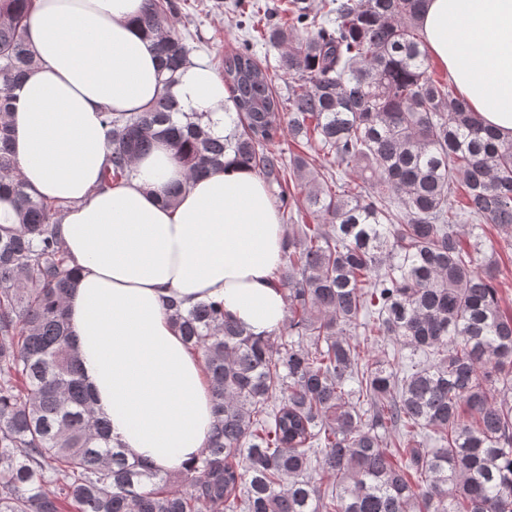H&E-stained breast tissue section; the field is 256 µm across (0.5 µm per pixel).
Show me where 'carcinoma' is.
<instances>
[{"label": "carcinoma", "mask_w": 512, "mask_h": 512, "mask_svg": "<svg viewBox=\"0 0 512 512\" xmlns=\"http://www.w3.org/2000/svg\"><path fill=\"white\" fill-rule=\"evenodd\" d=\"M36 0H0V512H512V311L486 224L512 238V141L429 73L427 0H292L264 25L288 96L249 47L224 56L232 132L170 93L190 49L176 0H145L163 88L104 113L101 187L160 140L190 179L224 156L262 175L288 213L273 281L284 322L256 335L218 301L168 318L202 359L214 424L200 457L160 473L112 444L79 371L59 236L72 203L27 191L12 150L13 91L35 65ZM314 150L283 160V129ZM347 167L357 179L333 174ZM312 224H294L286 174ZM392 346L373 359L356 337ZM393 445L397 451L387 448Z\"/></svg>", "instance_id": "cac0c4a2"}]
</instances>
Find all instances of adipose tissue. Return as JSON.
<instances>
[{"label":"adipose tissue","mask_w":512,"mask_h":512,"mask_svg":"<svg viewBox=\"0 0 512 512\" xmlns=\"http://www.w3.org/2000/svg\"><path fill=\"white\" fill-rule=\"evenodd\" d=\"M143 0H37L27 40L39 64L15 90L13 151L28 191L73 201L59 227L76 273L70 327L96 410L132 457L171 471L202 452L213 427L202 360L171 325V297L212 298L253 333L277 328L272 284L283 228L264 181L225 162L186 180L165 143L101 189L105 111L138 112L161 88L159 61L138 24ZM430 55L482 123L512 140V0H428L419 20ZM171 92L181 111L231 128L224 82L194 62ZM184 183L163 205L168 186Z\"/></svg>","instance_id":"ef3b65f1"}]
</instances>
